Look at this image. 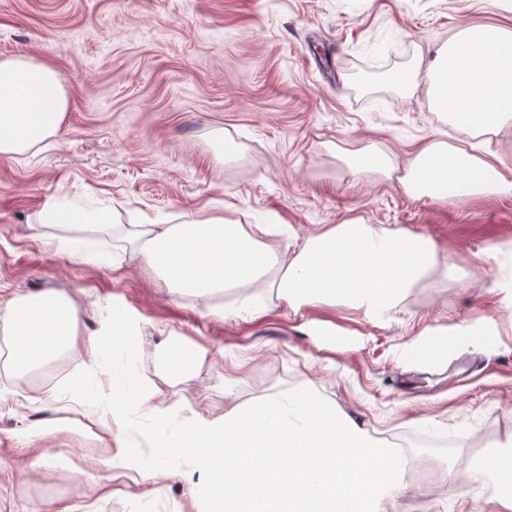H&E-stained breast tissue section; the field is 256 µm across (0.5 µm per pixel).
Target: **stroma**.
<instances>
[{
  "label": "stroma",
  "mask_w": 512,
  "mask_h": 512,
  "mask_svg": "<svg viewBox=\"0 0 512 512\" xmlns=\"http://www.w3.org/2000/svg\"><path fill=\"white\" fill-rule=\"evenodd\" d=\"M512 31V0H0V59L32 57L64 81L56 135L0 156V308L45 289L71 296L83 335L113 310L145 334L140 372L162 400L129 415L132 448L153 444L155 412L219 417L288 391L335 404L382 441L428 438L420 452L438 476L405 483L395 512H494L474 495L485 455L512 449V128L465 132L432 100L426 76L463 29ZM336 57L337 74L326 61ZM416 73L408 89L395 75ZM440 141L492 164L509 186L434 201L401 182L415 150ZM376 155L388 173L354 169ZM112 205L124 224L221 218L282 224L272 245L298 251L345 220L431 236L447 275L411 289L386 320L316 303L294 310L266 282L226 290V319L174 298L139 258L116 250L94 268L47 245L46 203ZM494 320L492 347H461L434 364L405 352L425 330ZM323 323L325 333L311 335ZM199 349L179 374L158 366L169 347ZM73 363H55L56 398L36 401L40 374L18 377L0 354V512H195L187 493L202 470L183 466L143 495L106 471L104 444L65 412ZM54 424V434L32 431Z\"/></svg>",
  "instance_id": "1"
}]
</instances>
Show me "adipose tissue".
<instances>
[{"label":"adipose tissue","instance_id":"obj_1","mask_svg":"<svg viewBox=\"0 0 512 512\" xmlns=\"http://www.w3.org/2000/svg\"><path fill=\"white\" fill-rule=\"evenodd\" d=\"M427 77L435 105L460 129L493 132L512 124L511 32L495 25L467 28L438 53ZM65 112L55 70L30 59L0 60V155L23 153L54 136ZM501 181L487 161L431 142L410 160L405 184L416 194L445 199L489 192ZM112 218L107 210L66 211L52 203L40 215L41 223L70 230L57 238L56 252L99 267L112 264V252L103 246ZM122 232L130 252L166 288L223 317L230 311L214 305L217 294L227 288L245 292L265 279L292 308L345 304L380 320L412 288L448 271L433 238L355 219L309 237L293 256L264 242L263 224L190 220L126 224ZM5 317L16 374L43 369L81 349L70 392L103 440L114 443L105 460L108 470L132 472L147 485L193 460L208 474L204 485L190 491L198 512H393L403 486L395 449L313 393L265 397L212 420L167 417L157 427L155 450L145 454L127 447L121 431L132 410L150 405L163 390L138 373L142 330L130 316L115 313L100 334L83 339L76 304L46 290L12 300ZM498 337L496 323L484 320L421 332L408 352L423 361L442 359L450 349L489 345ZM473 481L492 488L499 512H512V450L479 462Z\"/></svg>","mask_w":512,"mask_h":512}]
</instances>
